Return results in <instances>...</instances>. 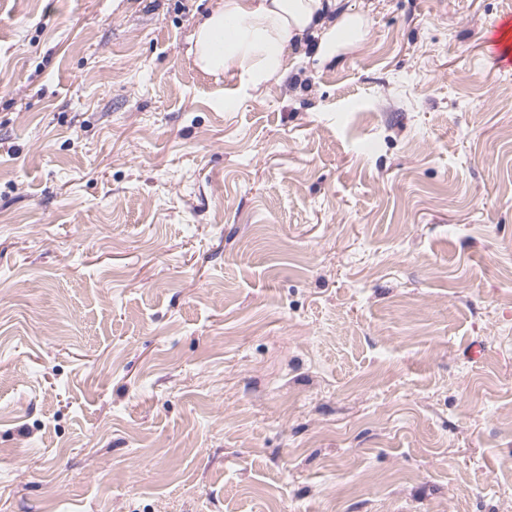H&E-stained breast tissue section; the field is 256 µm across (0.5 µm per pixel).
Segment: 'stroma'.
<instances>
[{"mask_svg":"<svg viewBox=\"0 0 512 512\" xmlns=\"http://www.w3.org/2000/svg\"><path fill=\"white\" fill-rule=\"evenodd\" d=\"M212 4L0 0V512H512V0ZM211 13L190 38L195 64L211 74L234 70L245 95L261 93L288 78L297 57L288 59L290 43L318 38L323 58L338 42L360 31V16L341 13L343 0H215ZM330 17H335L331 20Z\"/></svg>","mask_w":512,"mask_h":512,"instance_id":"35a3bbf8","label":"stroma"}]
</instances>
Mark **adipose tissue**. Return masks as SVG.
Returning a JSON list of instances; mask_svg holds the SVG:
<instances>
[{"mask_svg": "<svg viewBox=\"0 0 512 512\" xmlns=\"http://www.w3.org/2000/svg\"><path fill=\"white\" fill-rule=\"evenodd\" d=\"M342 0H216L190 38L195 64L220 74L234 70L243 92H262L286 80L295 66L286 48L317 39L323 57L360 22L342 14Z\"/></svg>", "mask_w": 512, "mask_h": 512, "instance_id": "adipose-tissue-1", "label": "adipose tissue"}]
</instances>
